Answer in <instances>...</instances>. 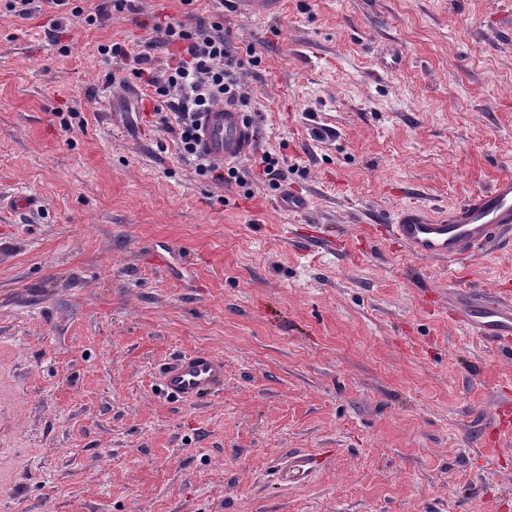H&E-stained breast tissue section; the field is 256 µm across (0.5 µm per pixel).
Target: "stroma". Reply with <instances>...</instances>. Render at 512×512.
I'll return each mask as SVG.
<instances>
[{
    "label": "stroma",
    "mask_w": 512,
    "mask_h": 512,
    "mask_svg": "<svg viewBox=\"0 0 512 512\" xmlns=\"http://www.w3.org/2000/svg\"><path fill=\"white\" fill-rule=\"evenodd\" d=\"M137 3L55 46L48 0H0V196L39 202L0 208V512H512V356L449 302L512 291V242L452 280L386 224L512 175V0H232L238 105L286 175L243 186L111 82L99 45L183 16ZM195 350L223 384L166 397ZM168 394L186 401L210 396L224 382V358L211 352H191L168 363L163 370Z\"/></svg>",
    "instance_id": "obj_1"
}]
</instances>
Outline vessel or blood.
<instances>
[{
	"instance_id": "1",
	"label": "vessel or blood",
	"mask_w": 512,
	"mask_h": 512,
	"mask_svg": "<svg viewBox=\"0 0 512 512\" xmlns=\"http://www.w3.org/2000/svg\"><path fill=\"white\" fill-rule=\"evenodd\" d=\"M198 139L200 156L221 167L248 157L257 133L236 106L219 102L201 114ZM389 228L413 257L468 265L480 248L512 240V176L464 198L445 214L403 208L391 217ZM457 299L461 327L498 342L512 335L511 297L469 290ZM163 380L167 393L176 398H205L224 381V358L211 352L185 354L165 366Z\"/></svg>"
}]
</instances>
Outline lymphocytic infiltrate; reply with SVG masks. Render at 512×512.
Returning <instances> with one entry per match:
<instances>
[{
	"instance_id": "lymphocytic-infiltrate-1",
	"label": "lymphocytic infiltrate",
	"mask_w": 512,
	"mask_h": 512,
	"mask_svg": "<svg viewBox=\"0 0 512 512\" xmlns=\"http://www.w3.org/2000/svg\"><path fill=\"white\" fill-rule=\"evenodd\" d=\"M211 20L201 18L187 23L170 18L154 24V37L147 52L131 54L124 44L100 45L101 55L115 60H133L131 75L148 90L154 112L174 135L181 157L197 162V171L219 182L242 181L237 167L222 169L198 157V118L200 112L220 101H237V73L243 62L238 50L224 34V3L216 0ZM168 57L167 66H151V51Z\"/></svg>"
}]
</instances>
